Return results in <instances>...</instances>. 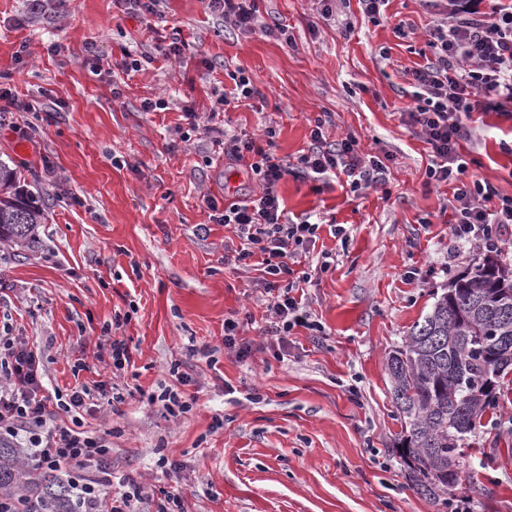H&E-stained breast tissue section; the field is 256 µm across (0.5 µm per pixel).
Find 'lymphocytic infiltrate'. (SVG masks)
I'll use <instances>...</instances> for the list:
<instances>
[{
  "instance_id": "lymphocytic-infiltrate-1",
  "label": "lymphocytic infiltrate",
  "mask_w": 512,
  "mask_h": 512,
  "mask_svg": "<svg viewBox=\"0 0 512 512\" xmlns=\"http://www.w3.org/2000/svg\"><path fill=\"white\" fill-rule=\"evenodd\" d=\"M255 2L207 0L206 7L243 32L287 37L285 26L261 19ZM428 44L431 59L410 72L415 105L406 112L405 121L420 129L428 146L432 157L428 177L451 189V241L460 245L478 240L485 248H499L501 226L512 224V196L480 180H465L460 149L469 137L466 121L472 113L512 104V4L437 23L429 31ZM323 127V119H315L311 146L294 165L270 152L275 129L265 130L261 145L251 137H231L225 156L248 168L259 191L222 206L213 197L204 199L215 223L234 226L242 242L234 251V263L260 258L265 287L274 294L267 334L280 340L294 328L312 326L300 293L309 277L295 275L293 267L314 247L320 229L306 219L284 222L280 183L299 174L322 183L343 175L358 191L382 183L387 170L385 160L364 153L354 136L327 142ZM284 277L289 280L287 288L276 292V280ZM43 375L40 348L17 336H0V440L23 441L45 469L84 471V479L76 484L82 512H140V503L147 499L152 500L154 512H184L181 485H172L155 500L146 484L114 479L104 438L84 428L88 388L51 398L44 394ZM63 413L69 417L64 424L59 421Z\"/></svg>"
}]
</instances>
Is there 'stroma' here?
<instances>
[{
  "instance_id": "obj_1",
  "label": "stroma",
  "mask_w": 512,
  "mask_h": 512,
  "mask_svg": "<svg viewBox=\"0 0 512 512\" xmlns=\"http://www.w3.org/2000/svg\"><path fill=\"white\" fill-rule=\"evenodd\" d=\"M256 5L263 20L287 26L290 42L240 33L204 0H161L156 16L129 13L121 0H65L38 14L30 0H0V85L39 104L0 112V156L13 158L46 216L34 247L0 243V321L39 343L47 392L100 387L85 427L104 437L115 475L158 494L180 481L186 512H437L392 450L402 423L386 361L485 254L451 246V191L428 178L427 146L404 119L414 106L408 74L430 57L428 31L448 4L388 0L376 24L358 0H338L329 22L311 0ZM176 29L179 62L155 53ZM55 42L61 52H50ZM90 46L100 71L84 64ZM129 52L154 60L128 75L119 64ZM241 71L259 96L209 118L214 92L232 91ZM158 97L167 111H142ZM188 106L197 126L183 116ZM319 116L328 140L355 136L390 161L376 188L280 184L286 216L321 225L300 267L323 328L317 337L294 328L280 344L264 334L259 264L225 263L235 230L201 203L206 193L238 201L258 185L204 127L240 137L273 127V153L293 162ZM32 124L43 129L35 144L25 138ZM469 125L460 149L468 174L512 196V113L476 112ZM228 319L239 321L247 353L225 348ZM115 321L130 352L117 376L99 344ZM203 347L211 357L197 356ZM166 389L189 412L174 418L149 402ZM497 392L498 407L462 444L472 466L457 496L474 512H512V373ZM163 456L181 472L160 468Z\"/></svg>"
}]
</instances>
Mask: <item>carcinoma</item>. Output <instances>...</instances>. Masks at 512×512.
I'll return each mask as SVG.
<instances>
[{
  "label": "carcinoma",
  "instance_id": "carcinoma-1",
  "mask_svg": "<svg viewBox=\"0 0 512 512\" xmlns=\"http://www.w3.org/2000/svg\"><path fill=\"white\" fill-rule=\"evenodd\" d=\"M0 160V242L27 246L45 209L19 190ZM512 268L488 255L455 278L388 355L391 395L405 431L399 457L415 491L448 512L466 475L461 442L498 405L500 378L512 371ZM25 449L0 441V502L12 512H79L65 475L22 463Z\"/></svg>",
  "mask_w": 512,
  "mask_h": 512
}]
</instances>
